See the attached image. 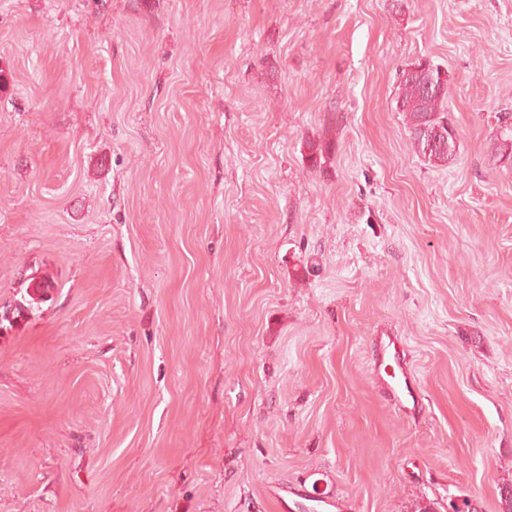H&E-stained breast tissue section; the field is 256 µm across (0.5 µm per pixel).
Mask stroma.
I'll use <instances>...</instances> for the list:
<instances>
[{
	"instance_id": "stroma-1",
	"label": "stroma",
	"mask_w": 512,
	"mask_h": 512,
	"mask_svg": "<svg viewBox=\"0 0 512 512\" xmlns=\"http://www.w3.org/2000/svg\"><path fill=\"white\" fill-rule=\"evenodd\" d=\"M422 57L445 166L393 103ZM500 112L512 0H0V512H499ZM447 105V71L425 59L401 71L395 110L405 117L412 151L435 166L448 164L456 150L457 133L448 118ZM381 355H382V358L383 359H386L387 361H389L390 363L387 364V366H390L391 369H392V372L391 373H388L384 370L385 374H386V377L387 379H384L383 378V383H384V386L386 387V389L388 390V393L394 403L395 406H398L399 408L402 407L400 401H399V396L397 394V388H401L402 386V383L399 379H397V374L395 372V366L399 369H401L402 371V375L404 377V384H405V387L407 388V380H408V377L407 375H405V372H404V367L402 366V363H401V358L399 356V353L397 351V348H396V344H395V341L393 339H390L389 338V342L387 345H383L382 347V351H381ZM393 362L394 365L391 363Z\"/></svg>"
}]
</instances>
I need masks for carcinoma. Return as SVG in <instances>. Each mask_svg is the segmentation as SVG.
<instances>
[{
    "mask_svg": "<svg viewBox=\"0 0 512 512\" xmlns=\"http://www.w3.org/2000/svg\"><path fill=\"white\" fill-rule=\"evenodd\" d=\"M448 72L419 59L407 65L399 78L395 111L404 115L412 151L431 165L440 166L454 157L457 133L448 118ZM500 133L491 152L512 162V121L498 116Z\"/></svg>",
    "mask_w": 512,
    "mask_h": 512,
    "instance_id": "cac0c4a2",
    "label": "carcinoma"
}]
</instances>
